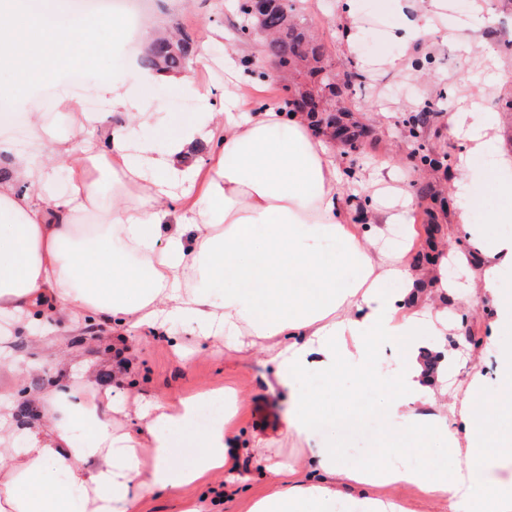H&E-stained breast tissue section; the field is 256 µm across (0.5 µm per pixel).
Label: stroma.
Segmentation results:
<instances>
[{"label":"stroma","instance_id":"stroma-1","mask_svg":"<svg viewBox=\"0 0 512 512\" xmlns=\"http://www.w3.org/2000/svg\"><path fill=\"white\" fill-rule=\"evenodd\" d=\"M477 4L495 20L494 27L486 33L496 37L498 44V54L491 61L476 45L481 34L462 25ZM351 6L358 18L360 38L355 49L349 50L343 41L345 18L338 0L296 2L298 15L326 41L336 72L360 74L354 85L342 86L341 93L353 109V119L366 125L368 134L353 146L342 141L331 144L333 158L345 179L344 206L350 208L356 221L371 210L372 196L364 181L380 166L389 165L397 179L414 193L402 247L410 268L424 263L423 256L429 250L426 227L430 224L442 225L438 240L449 250L458 249L472 259H480V243L467 240L455 224L460 201L455 197L453 180L459 175L462 147L448 135L447 114L453 109L454 99L468 91L483 93L486 106L495 112H501V103L512 97V82L500 83L495 79L499 70L512 72V48L507 45L512 39V0H447L446 17L436 22L438 28L447 29V39L411 44L398 38L400 19L393 0H351ZM147 19L165 27L180 23L193 33L195 40L212 42L213 54L204 77L212 83L217 96L224 91L225 58L242 59L261 51L258 43L239 41L235 35L234 27L239 21L237 0H195L190 9L182 0H159ZM392 56L404 57L406 67L392 71L379 68L380 60ZM71 94L67 81L62 80L48 90L37 87L22 98L2 95L0 103L13 107L18 121H25L28 113L39 112L47 123L62 131L67 127V119L57 103ZM429 108L438 110L437 118L423 127L409 124L411 115ZM501 114L498 139L478 161L479 167L490 172L497 171L500 156L512 155V112ZM420 146L447 157L448 169L421 166L415 156ZM492 312L491 304L476 306L462 324L482 343L464 350L465 365L458 370L457 384H464L469 370L490 372L495 368L497 348L487 338ZM179 339L176 333L166 338L143 332L131 343L130 352L120 365L103 337L88 342L84 337L72 336L67 346L78 348L82 359L94 367L98 380H109L111 386L132 398L173 401L204 387L235 388L241 402L228 430L242 449L236 470L214 476L204 487L176 493L151 492L141 500L139 512H186L195 503L202 504L203 512H249L253 501L268 493L271 485L269 475L250 450L254 435L269 436L267 455L288 463L297 461L305 445L293 437H271L287 414L288 405L282 393L268 390L264 382L268 370L259 349L243 355L221 343L203 342L194 352L180 357L173 349ZM11 347L15 353L29 356L33 369L17 379L6 368H0V393H15L23 388L31 394L43 392L53 369L50 356L24 335L14 336ZM382 401L379 388L358 392L353 405L360 414L361 426L337 427L336 449L348 464L359 459H392V432ZM228 482L233 485L229 493L224 490Z\"/></svg>","mask_w":512,"mask_h":512}]
</instances>
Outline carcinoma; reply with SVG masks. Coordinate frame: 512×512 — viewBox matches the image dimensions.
<instances>
[{
    "label": "carcinoma",
    "mask_w": 512,
    "mask_h": 512,
    "mask_svg": "<svg viewBox=\"0 0 512 512\" xmlns=\"http://www.w3.org/2000/svg\"><path fill=\"white\" fill-rule=\"evenodd\" d=\"M248 0H238L237 10L241 22L235 26L238 36L248 39L256 21L247 10ZM295 4L291 0H271L262 25L274 30L276 36L262 43L263 55L274 61L289 65L288 79L291 86H282L286 105L304 112L316 124L340 125L349 144L356 143L361 131L349 121V109L343 106L328 112L330 99L337 95L336 72L327 59V48L323 41L302 27L293 16ZM195 43L187 35H179L175 42L156 41L149 45L140 59V66L158 73L180 71L193 56Z\"/></svg>",
    "instance_id": "1"
}]
</instances>
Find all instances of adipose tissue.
I'll use <instances>...</instances> for the list:
<instances>
[{
    "label": "adipose tissue",
    "instance_id": "ef3b65f1",
    "mask_svg": "<svg viewBox=\"0 0 512 512\" xmlns=\"http://www.w3.org/2000/svg\"><path fill=\"white\" fill-rule=\"evenodd\" d=\"M396 2L403 42L435 34L431 5ZM17 21L11 0H0V68L16 75L23 92L61 78L63 60L79 63L89 48L121 44L113 17L79 24L48 14L19 42ZM136 80L133 88L115 75L100 80L119 123L105 124L101 113L68 98L66 130L47 127L34 113L24 143L0 134V355L11 371L27 372L30 362L13 353L10 337L35 335L47 323L65 334L115 329L123 342L173 323L195 343L231 336L238 350L260 348L271 367L266 385L289 396L278 435L307 442L352 415L348 395L333 410L304 393L301 381L313 376L332 386L343 373L355 387L374 385L392 362L397 379L384 405L400 447L441 444L449 464L395 459L354 469L329 436L298 465L270 466L273 488L251 512H335L340 479L363 490L370 512H404L376 491L408 485L449 501L453 512H512V478L483 498L474 495L476 449L489 446L512 460V438L489 439L476 425L490 378L476 370L466 386L451 390L429 377L420 339L447 335L448 310L419 301L418 276L404 253H383L341 209L342 175L304 116L244 99L246 74L225 87L218 108L196 73L140 69ZM160 85L206 106L162 130ZM500 126V115L477 101L448 117L449 135L463 144L457 195L475 202V186L488 184L499 199L486 223H471L467 208L455 216L459 228L485 243L470 303H492L491 335L511 336L512 235L496 227L512 223V158L501 157L496 174L473 164ZM200 143L212 147L209 162L185 165ZM62 166L67 181L60 192ZM95 171L112 179L109 208L101 206ZM95 212L100 222L85 224ZM330 241L336 252L325 250ZM342 267L356 270L353 285L339 282ZM396 280L403 283L398 292L391 287ZM80 362L71 351L57 363L49 390L33 397L37 415L25 426L15 420L13 396L0 397V512H71L75 488L81 512H137L154 490L196 487L234 469L238 445L224 419L204 433L193 430L205 402L223 401L227 417L236 414L234 388L158 400L134 413L93 380L67 382ZM132 414L133 429L125 422ZM302 470L309 477L296 482Z\"/></svg>",
    "mask_w": 512,
    "mask_h": 512
}]
</instances>
